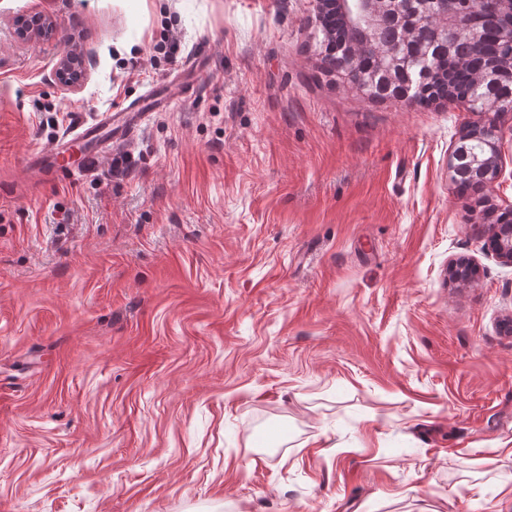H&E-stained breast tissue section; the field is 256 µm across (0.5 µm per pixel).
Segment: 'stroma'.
Returning <instances> with one entry per match:
<instances>
[{"instance_id": "1", "label": "stroma", "mask_w": 512, "mask_h": 512, "mask_svg": "<svg viewBox=\"0 0 512 512\" xmlns=\"http://www.w3.org/2000/svg\"><path fill=\"white\" fill-rule=\"evenodd\" d=\"M317 39L311 0H0V512H512V112L364 101ZM490 122L500 175L459 195ZM55 76L58 83L65 88H75L87 76L83 55L79 51H64L57 63ZM147 105L130 107L127 112H104L100 122L83 125L72 131V137L48 154L30 158V165L37 169L47 170L50 174L74 175L76 171H84L91 167L101 150L109 144L121 140L126 133L138 125L144 118ZM80 168L73 169L69 164L71 151L74 147L84 149ZM498 220L504 224L495 226L492 250L502 262L512 264V211L501 213Z\"/></svg>"}]
</instances>
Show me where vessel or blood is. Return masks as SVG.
<instances>
[{
	"label": "vessel or blood",
	"instance_id": "b4317fda",
	"mask_svg": "<svg viewBox=\"0 0 512 512\" xmlns=\"http://www.w3.org/2000/svg\"><path fill=\"white\" fill-rule=\"evenodd\" d=\"M143 117L144 109L139 105L125 112L103 113L99 122L77 127L65 143L50 153L33 156L30 164L51 174H71L69 159L73 148L78 147L83 151L82 168H89L104 147L121 140Z\"/></svg>",
	"mask_w": 512,
	"mask_h": 512
}]
</instances>
